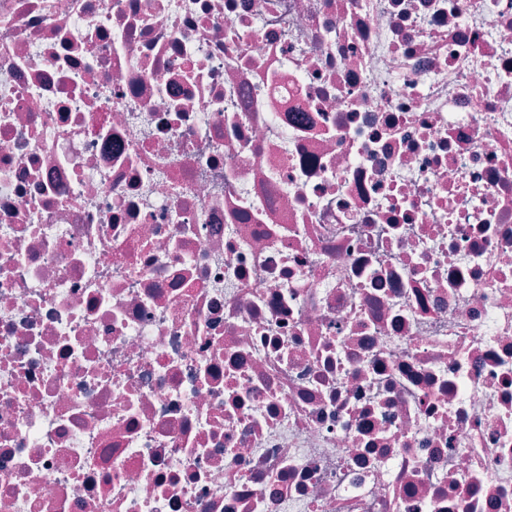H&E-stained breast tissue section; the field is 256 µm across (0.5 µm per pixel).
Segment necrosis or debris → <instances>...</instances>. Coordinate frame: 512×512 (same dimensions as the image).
Segmentation results:
<instances>
[{
  "instance_id": "1",
  "label": "necrosis or debris",
  "mask_w": 512,
  "mask_h": 512,
  "mask_svg": "<svg viewBox=\"0 0 512 512\" xmlns=\"http://www.w3.org/2000/svg\"><path fill=\"white\" fill-rule=\"evenodd\" d=\"M0 512H512V0H0Z\"/></svg>"
}]
</instances>
